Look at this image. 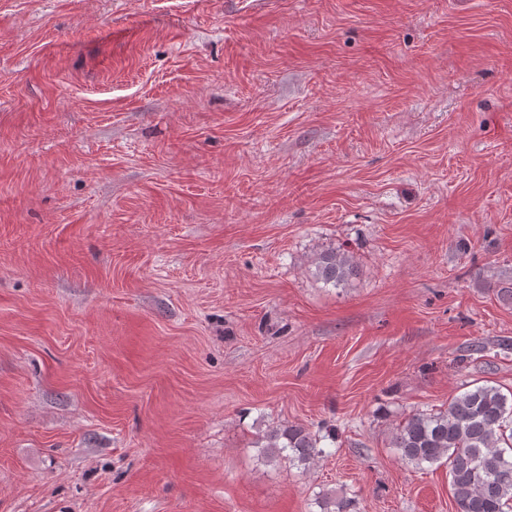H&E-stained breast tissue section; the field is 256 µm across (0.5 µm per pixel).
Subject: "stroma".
I'll return each mask as SVG.
<instances>
[{
    "mask_svg": "<svg viewBox=\"0 0 512 512\" xmlns=\"http://www.w3.org/2000/svg\"><path fill=\"white\" fill-rule=\"evenodd\" d=\"M505 288L512 0H0V512H456ZM314 264L316 277L335 288L347 284L356 272L353 257L336 250L319 255ZM391 447L414 469L446 463L457 512L512 506V392L485 381L443 410L415 412L394 429ZM321 439L300 424H279L270 427L255 442L261 458L268 461L288 460L289 464L307 470L325 453Z\"/></svg>",
    "mask_w": 512,
    "mask_h": 512,
    "instance_id": "stroma-1",
    "label": "stroma"
}]
</instances>
